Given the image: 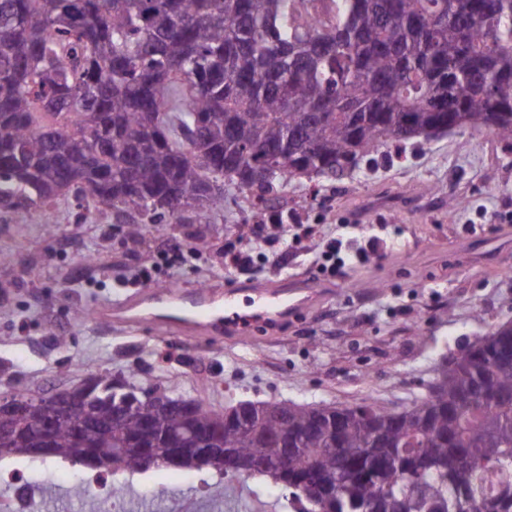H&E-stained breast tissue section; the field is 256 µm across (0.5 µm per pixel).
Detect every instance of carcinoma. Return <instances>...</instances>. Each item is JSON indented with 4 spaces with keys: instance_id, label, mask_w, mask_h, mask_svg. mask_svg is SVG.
I'll use <instances>...</instances> for the list:
<instances>
[{
    "instance_id": "carcinoma-1",
    "label": "carcinoma",
    "mask_w": 512,
    "mask_h": 512,
    "mask_svg": "<svg viewBox=\"0 0 512 512\" xmlns=\"http://www.w3.org/2000/svg\"><path fill=\"white\" fill-rule=\"evenodd\" d=\"M455 128L512 137V0H0V210L88 192L136 245L153 224L224 207V186L264 210L299 176ZM103 373L66 397L107 424L78 435L36 408L0 423L19 455L51 437L80 461L205 441L278 465L301 512H512V323L439 365L399 410L371 403L191 401Z\"/></svg>"
}]
</instances>
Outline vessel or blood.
<instances>
[{
	"label": "vessel or blood",
	"mask_w": 512,
	"mask_h": 512,
	"mask_svg": "<svg viewBox=\"0 0 512 512\" xmlns=\"http://www.w3.org/2000/svg\"><path fill=\"white\" fill-rule=\"evenodd\" d=\"M320 297V289L305 279L228 282L219 289L193 291L147 286L120 304L103 309L100 316L131 324L149 321L182 335L215 338L257 323L276 330Z\"/></svg>",
	"instance_id": "b4317fda"
}]
</instances>
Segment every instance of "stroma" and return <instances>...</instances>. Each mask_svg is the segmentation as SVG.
I'll use <instances>...</instances> for the list:
<instances>
[{
  "mask_svg": "<svg viewBox=\"0 0 512 512\" xmlns=\"http://www.w3.org/2000/svg\"><path fill=\"white\" fill-rule=\"evenodd\" d=\"M461 199L449 209V198ZM40 212L0 213V396L76 386L88 374L133 375L147 388L216 407L241 400L329 406L369 401L398 410L420 398L440 358L459 353L499 324L512 322V244H496L512 216V141L449 131L408 143L401 157L380 152L333 181L298 178L280 189L275 211L252 206L237 188L224 207L194 224H160L138 247L88 193L65 192ZM278 217L282 230L312 226L298 247L280 244V269L226 265L250 228ZM349 250L373 248L344 277L322 280L327 297L276 335L188 339L151 323L102 322L100 307L132 296L116 277L180 250L174 281L157 286L220 288L229 280L318 279L324 236ZM320 279V278H319ZM88 317L75 319L76 308ZM94 470L22 455L0 457V500L28 486L25 512H81L68 492ZM128 512H275L289 492L259 477L253 485L212 469L159 466L130 476Z\"/></svg>",
  "mask_w": 512,
  "mask_h": 512,
  "instance_id": "35a3bbf8",
  "label": "stroma"
}]
</instances>
